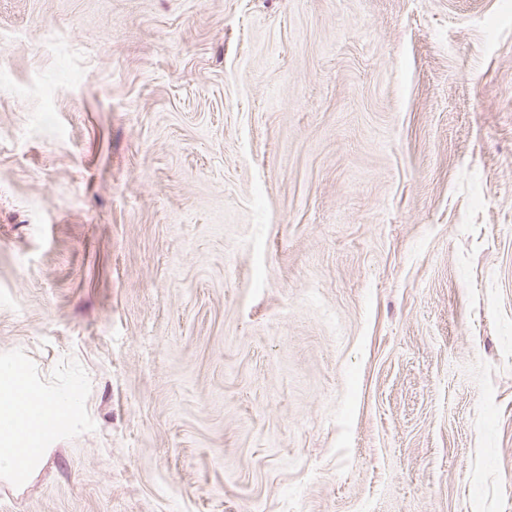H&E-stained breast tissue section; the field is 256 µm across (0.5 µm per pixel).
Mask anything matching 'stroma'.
<instances>
[{"mask_svg": "<svg viewBox=\"0 0 512 512\" xmlns=\"http://www.w3.org/2000/svg\"><path fill=\"white\" fill-rule=\"evenodd\" d=\"M1 358L0 512H512V0H0ZM72 399L35 388L12 361H0V478L23 486L38 471L48 452L45 428L69 421Z\"/></svg>", "mask_w": 512, "mask_h": 512, "instance_id": "obj_1", "label": "stroma"}]
</instances>
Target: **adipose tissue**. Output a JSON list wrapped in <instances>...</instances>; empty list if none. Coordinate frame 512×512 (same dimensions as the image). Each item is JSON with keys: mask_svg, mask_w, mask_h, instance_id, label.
Returning <instances> with one entry per match:
<instances>
[{"mask_svg": "<svg viewBox=\"0 0 512 512\" xmlns=\"http://www.w3.org/2000/svg\"><path fill=\"white\" fill-rule=\"evenodd\" d=\"M72 399L35 388L16 363L0 361V478L22 486L38 471L47 453L49 423L70 420Z\"/></svg>", "mask_w": 512, "mask_h": 512, "instance_id": "1", "label": "adipose tissue"}]
</instances>
